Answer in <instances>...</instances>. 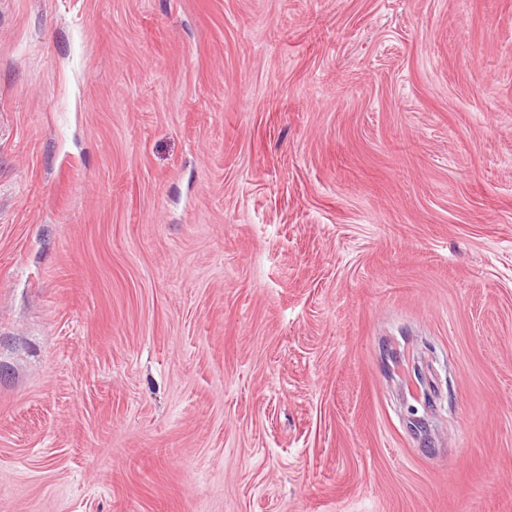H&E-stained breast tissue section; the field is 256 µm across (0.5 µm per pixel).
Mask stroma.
I'll return each instance as SVG.
<instances>
[{"label":"stroma","mask_w":512,"mask_h":512,"mask_svg":"<svg viewBox=\"0 0 512 512\" xmlns=\"http://www.w3.org/2000/svg\"><path fill=\"white\" fill-rule=\"evenodd\" d=\"M0 512H512V0H0Z\"/></svg>","instance_id":"stroma-1"}]
</instances>
